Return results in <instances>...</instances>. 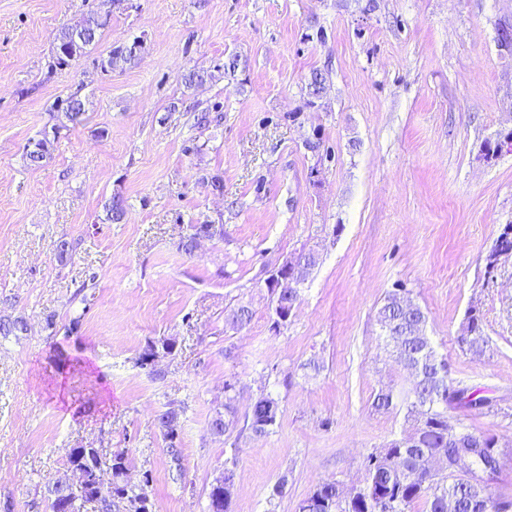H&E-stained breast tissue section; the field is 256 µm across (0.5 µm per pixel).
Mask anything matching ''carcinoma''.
<instances>
[{
	"label": "carcinoma",
	"instance_id": "cac0c4a2",
	"mask_svg": "<svg viewBox=\"0 0 512 512\" xmlns=\"http://www.w3.org/2000/svg\"><path fill=\"white\" fill-rule=\"evenodd\" d=\"M104 9L100 20L90 35L81 41L72 37L69 27L58 31L54 38L48 72L66 70L70 63L85 53L97 41L99 31L108 27L112 20V6L116 0H102ZM139 55L126 45L113 46L100 61L101 69L110 72L136 63ZM71 124L81 123L83 102L75 96L63 101L59 108ZM65 124L53 125L42 132V137L29 143L25 160L31 167H38L49 153L51 134L58 133ZM125 216L124 201L114 197L106 205V220L119 223ZM502 252L512 253V224L505 225L498 235L496 247L485 256V267L499 261ZM411 299V292L398 283L384 297L377 311L386 342L392 346L397 360L404 368L413 366L421 379L412 385L402 397L388 390L377 394L373 407L388 411L399 404L407 408V416L414 421L407 437L391 439L381 448L369 453L362 466L365 477L362 483L351 488L350 496L335 481L322 482L298 505V512H410L418 501L425 503V512H448V496L456 499V512H502L512 507V495L492 489L490 480L499 474L505 454L492 434L461 427L459 438L449 433L448 413L451 411L482 413L494 406V401L482 395V391L467 385H454L449 381L448 359L439 356L427 336L417 339L408 335L413 316L404 310L402 303ZM26 332L23 319H0V336H18ZM457 341L461 347L480 354L488 344L483 333L477 308H468L460 326ZM235 383L224 384V411L216 412L220 418L217 435L237 421L235 407ZM272 395L260 394L245 416L246 424L256 437L274 432L278 416L270 414ZM172 412L170 408L157 417L158 427L166 443L168 455L176 464L177 477H182L181 440L171 435ZM93 458L99 462L100 479H112V495H99L98 481L91 479L74 495L54 487H47V496L71 502L72 512H82L91 505L94 512H154L146 505L144 488L131 480L127 455L103 456L100 449H92ZM466 453L470 455L469 476H458L448 470V460ZM235 471L224 469V485H210L208 490L209 512H231V498Z\"/></svg>",
	"mask_w": 512,
	"mask_h": 512
}]
</instances>
